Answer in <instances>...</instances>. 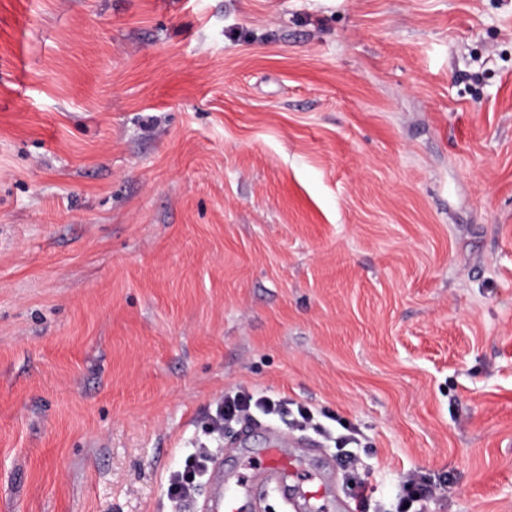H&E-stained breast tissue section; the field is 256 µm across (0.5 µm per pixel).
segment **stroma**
Here are the masks:
<instances>
[{"mask_svg":"<svg viewBox=\"0 0 512 512\" xmlns=\"http://www.w3.org/2000/svg\"><path fill=\"white\" fill-rule=\"evenodd\" d=\"M237 390L512 512V0H0V512H205ZM207 455L201 452L197 458H192L181 473L172 476L168 487L169 495L175 500H183L191 495V491L204 471Z\"/></svg>","mask_w":512,"mask_h":512,"instance_id":"1","label":"stroma"}]
</instances>
